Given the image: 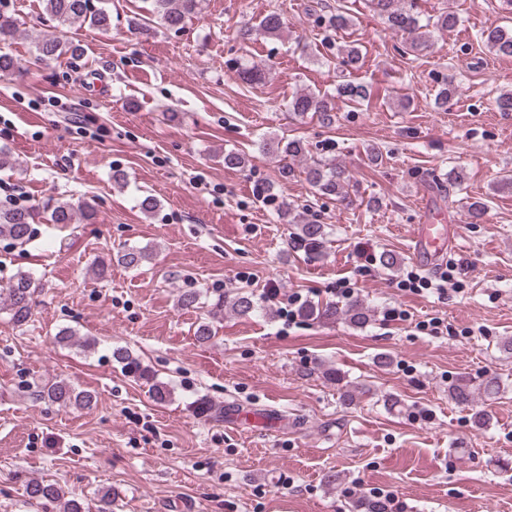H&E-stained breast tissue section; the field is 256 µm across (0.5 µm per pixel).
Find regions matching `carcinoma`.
<instances>
[{
    "mask_svg": "<svg viewBox=\"0 0 512 512\" xmlns=\"http://www.w3.org/2000/svg\"><path fill=\"white\" fill-rule=\"evenodd\" d=\"M44 10L60 26H72L76 23L88 24L106 29L110 25L108 13L93 5V0H43ZM202 0H153V14L161 25L167 29L179 30L185 21L201 11ZM372 10L381 16L388 26L408 35V43L402 53L422 52L432 44V34L455 29L459 16L453 11L421 18L417 11V0H369ZM308 11L318 14L319 27L326 33L346 30L355 25L354 16L342 4L330 9L320 2L308 5ZM285 27L281 13L272 11L254 24L246 22L239 30V37L246 41L255 33L265 36H278ZM18 25L14 18L0 14V44L15 39ZM480 40L490 52L497 56L512 57V26L490 25L480 33ZM39 56L46 60H58L67 54H75L78 46L70 41H63L53 34H45L35 40ZM337 61L341 71L347 73L358 69L360 52L351 45H338L333 58L325 59L326 64ZM349 106H357L370 100V92L362 83L345 80L336 86V97L326 94L298 93L292 97L288 107L300 118L312 113L318 116L321 123L331 127L336 122L337 107L335 100ZM260 149L265 154L279 158L280 176L289 180L296 175L293 160L305 156L307 149L300 139L283 141L274 137L263 139ZM305 181L310 185L314 195L321 198L343 202L348 197L347 188L350 182L348 171L333 160L314 159L302 168ZM273 206L279 220L295 226L294 238L299 247L310 257L322 254L325 245V225L314 221L304 224L297 223L295 208L287 200H276L262 190L259 192ZM43 218L48 224H79L90 223L95 218V206L89 202L76 207L67 201L46 203L43 207ZM35 215L27 209L0 207V235L8 236L20 243L26 242L31 234V224ZM151 253L135 247L124 248L118 252L117 263L134 268L150 259ZM36 285L33 278L25 273H18L11 285L0 290V311L9 314L11 321L17 326L27 324L32 317L33 296ZM229 310L239 316H248L263 312L262 305L251 292H240L230 300ZM300 314L316 316L324 320H342L356 328L365 327L372 317V309L364 300L354 298L343 305L333 302L325 304H307L300 308ZM112 358L120 365L128 376L144 380L151 384L153 398L166 402L171 396L170 389L162 383L154 381V373L142 361L133 356L127 349L117 347L112 350ZM448 397L459 405L473 402V391L470 385L462 380L448 386ZM36 399L44 400L60 407H89L94 396L85 390H78L64 381L46 382L38 386ZM192 412L201 418H222L224 412L213 406L209 400L199 398L191 403ZM28 498L44 506L60 509V512H115L117 493L110 489L95 493L94 507H89L81 498L67 499L57 484L32 480L27 484Z\"/></svg>",
    "mask_w": 512,
    "mask_h": 512,
    "instance_id": "carcinoma-1",
    "label": "carcinoma"
}]
</instances>
